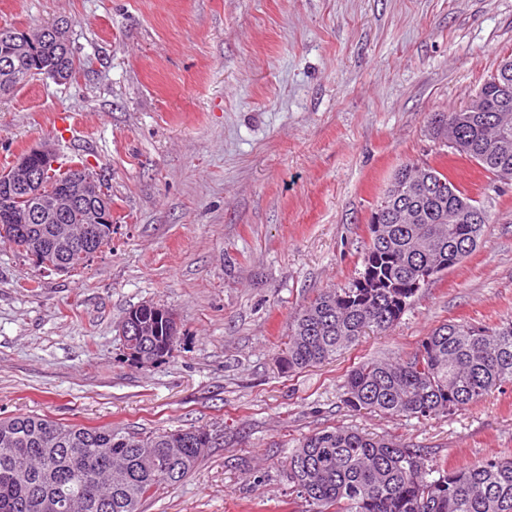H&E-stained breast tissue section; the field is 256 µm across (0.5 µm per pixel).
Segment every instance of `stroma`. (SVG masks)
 Wrapping results in <instances>:
<instances>
[{
	"mask_svg": "<svg viewBox=\"0 0 512 512\" xmlns=\"http://www.w3.org/2000/svg\"><path fill=\"white\" fill-rule=\"evenodd\" d=\"M79 72L0 96V172L50 141L56 165L109 170L112 243L71 276L0 238V417L204 427L215 446L144 512H299L283 462L343 427L435 464L512 456V382L448 417L343 402L352 367L416 351L434 327L512 321V182L428 135L512 56V0H0V27L59 20ZM447 168L492 222L400 321L335 359L281 372L293 316L361 267L400 166ZM171 309L174 356L140 368L118 328Z\"/></svg>",
	"mask_w": 512,
	"mask_h": 512,
	"instance_id": "obj_1",
	"label": "stroma"
}]
</instances>
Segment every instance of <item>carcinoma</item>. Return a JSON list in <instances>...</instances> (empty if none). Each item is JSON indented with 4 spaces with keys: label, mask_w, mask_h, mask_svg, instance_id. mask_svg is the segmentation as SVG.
Segmentation results:
<instances>
[{
    "label": "carcinoma",
    "mask_w": 512,
    "mask_h": 512,
    "mask_svg": "<svg viewBox=\"0 0 512 512\" xmlns=\"http://www.w3.org/2000/svg\"><path fill=\"white\" fill-rule=\"evenodd\" d=\"M12 54L27 71L52 64L76 72L73 51L60 58L49 44L21 45ZM493 73L481 86L487 112L458 129L464 158L495 182L502 162L486 150L499 111ZM456 112L431 115L433 134L448 139ZM372 211L363 270L383 283L356 282L321 290L290 322L277 360L287 373L324 364L371 330L389 331L411 305L426 273L461 264L478 246L492 218L448 172L408 161ZM58 224H30L27 201L16 191L0 198V229L23 252L48 257ZM158 332L142 343L158 359L173 356L177 337L154 318ZM512 381V322L495 327L443 323L418 350L399 361L371 360L352 368L345 402L355 410L427 419L482 402ZM213 433L194 427L132 431L110 424L61 423L21 414L0 418V512H41L43 496L72 505L67 512H141L164 487L180 484L212 448ZM291 493L302 512H512V458L490 456L462 467L429 463L418 448L327 428L305 437L285 461Z\"/></svg>",
    "instance_id": "1"
}]
</instances>
